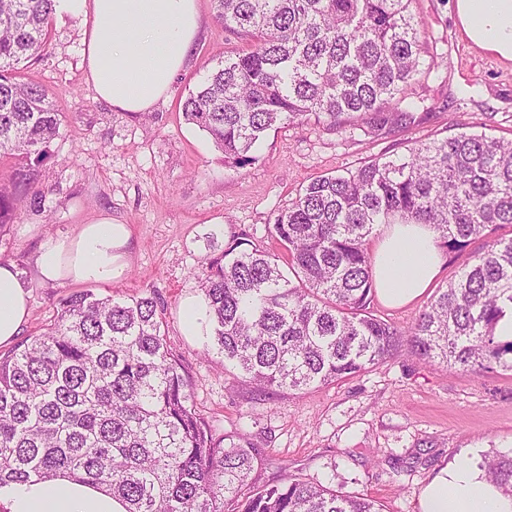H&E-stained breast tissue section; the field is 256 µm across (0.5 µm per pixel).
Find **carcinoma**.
Segmentation results:
<instances>
[{"label": "carcinoma", "instance_id": "obj_1", "mask_svg": "<svg viewBox=\"0 0 512 512\" xmlns=\"http://www.w3.org/2000/svg\"><path fill=\"white\" fill-rule=\"evenodd\" d=\"M224 29L249 40L183 103L224 165L244 168L281 125L344 128L368 117L379 136L416 122L422 55L411 0H213ZM55 0H0V158L21 167L0 187V228L40 206L39 167L60 112L23 61L45 51ZM382 224H429L441 247L483 251L438 289L403 332L371 312L370 241ZM512 139L462 131L312 180L269 225L282 255L232 236L201 264L215 347L259 389L303 390L394 357L480 372L512 371V341L494 334L512 309ZM44 332L0 357V485L68 477L104 488L123 512H381L377 501L283 475L239 498L259 451L217 436L190 402L165 336V306L71 293ZM512 497V455L485 464Z\"/></svg>", "mask_w": 512, "mask_h": 512}]
</instances>
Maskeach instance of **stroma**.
<instances>
[{
    "instance_id": "35a3bbf8",
    "label": "stroma",
    "mask_w": 512,
    "mask_h": 512,
    "mask_svg": "<svg viewBox=\"0 0 512 512\" xmlns=\"http://www.w3.org/2000/svg\"><path fill=\"white\" fill-rule=\"evenodd\" d=\"M420 39L436 63L413 87L415 125L373 137L357 126L322 124L269 132L258 160L225 167L209 135L185 121L182 103L243 40L200 0L201 28L184 70L152 115L134 117L97 98L84 79L80 19L54 14L51 38L24 71L55 94L61 114L51 157L40 168L45 197L0 230V262L15 263L30 295L22 336L49 325L71 286L42 283L34 257L47 238L107 212L131 230L129 267L90 291L115 297L155 292L165 333L191 383V402L216 435H245L260 451L253 485L282 471L378 501L382 512H417L421 488L457 458L512 454V372L473 374L409 352L361 375L300 391L261 393L207 344L186 335L182 304L201 295L199 268L230 237L247 234L279 253L269 224L313 179L354 169L460 124L512 137V64L464 40L454 0H412Z\"/></svg>"
}]
</instances>
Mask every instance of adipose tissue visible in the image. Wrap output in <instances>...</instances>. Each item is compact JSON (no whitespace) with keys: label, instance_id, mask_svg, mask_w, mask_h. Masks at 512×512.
Instances as JSON below:
<instances>
[{"label":"adipose tissue","instance_id":"ef3b65f1","mask_svg":"<svg viewBox=\"0 0 512 512\" xmlns=\"http://www.w3.org/2000/svg\"><path fill=\"white\" fill-rule=\"evenodd\" d=\"M464 38L512 62V0H454ZM79 18L83 68L98 98L124 112H149L170 94L197 36L199 0H56ZM131 232L107 213L43 242L35 268L43 283H112L129 261ZM374 278L391 306L419 298L440 273L443 253L427 224H391L377 238ZM29 318V292L14 263L0 264V346L19 336ZM7 512H121L103 489L58 477L42 483L0 485ZM419 512H512V497L488 482L477 461L449 462L425 484Z\"/></svg>","mask_w":512,"mask_h":512}]
</instances>
